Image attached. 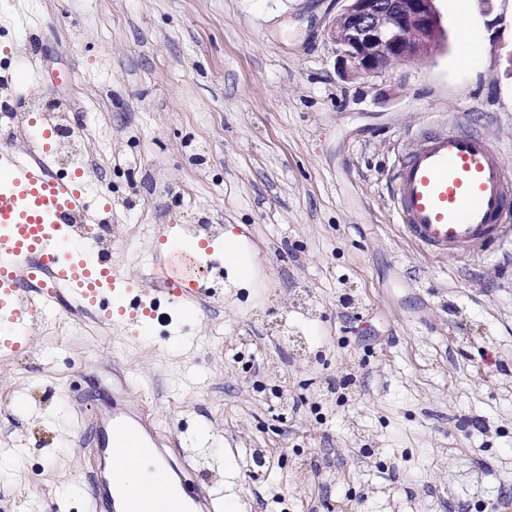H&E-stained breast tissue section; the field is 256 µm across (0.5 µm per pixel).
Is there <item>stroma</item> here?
Masks as SVG:
<instances>
[{
  "mask_svg": "<svg viewBox=\"0 0 512 512\" xmlns=\"http://www.w3.org/2000/svg\"><path fill=\"white\" fill-rule=\"evenodd\" d=\"M436 7L438 49L347 79L336 0H0V147H37L11 113L64 112L113 264L142 278L177 232L213 288L152 328L63 296L0 348V461L22 460L0 512H93L87 417L123 379L180 478L237 512H512V260L428 255L391 195L453 124L512 173V0Z\"/></svg>",
  "mask_w": 512,
  "mask_h": 512,
  "instance_id": "obj_1",
  "label": "stroma"
}]
</instances>
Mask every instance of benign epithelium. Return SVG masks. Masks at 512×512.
Instances as JSON below:
<instances>
[{"label":"benign epithelium","mask_w":512,"mask_h":512,"mask_svg":"<svg viewBox=\"0 0 512 512\" xmlns=\"http://www.w3.org/2000/svg\"><path fill=\"white\" fill-rule=\"evenodd\" d=\"M327 36L343 73L373 77L398 61L418 57L441 36L435 0H342Z\"/></svg>","instance_id":"benign-epithelium-1"}]
</instances>
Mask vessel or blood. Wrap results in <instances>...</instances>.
<instances>
[{"mask_svg": "<svg viewBox=\"0 0 512 512\" xmlns=\"http://www.w3.org/2000/svg\"><path fill=\"white\" fill-rule=\"evenodd\" d=\"M39 153L22 159L0 149V326L10 336L28 333L21 279L43 282L41 310L53 309L67 293L85 309L111 299L120 317L150 321L157 302L146 285L127 283L94 231L111 202L84 170L54 175V130L39 125ZM393 204L402 234L436 255H478L512 238V174L500 165L480 133L428 130L399 163ZM202 249L171 245L156 256L153 270L168 285L172 301L202 297L209 289L194 270ZM91 426L103 464L95 478V512H217L209 492L175 483L173 464L139 411L113 403L95 412ZM125 449L130 465L152 459L140 494L123 489L112 469V449Z\"/></svg>", "mask_w": 512, "mask_h": 512, "instance_id": "b4317fda", "label": "vessel or blood"}]
</instances>
